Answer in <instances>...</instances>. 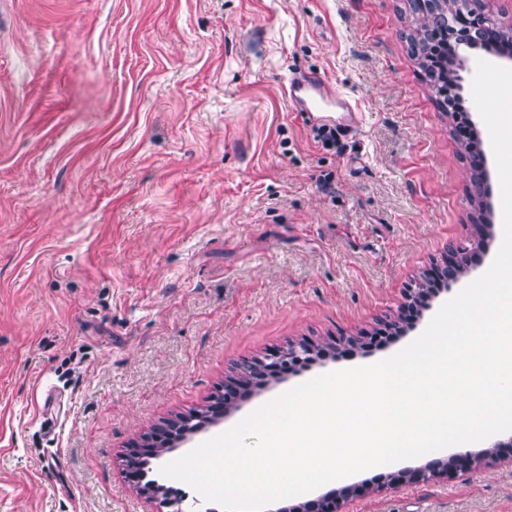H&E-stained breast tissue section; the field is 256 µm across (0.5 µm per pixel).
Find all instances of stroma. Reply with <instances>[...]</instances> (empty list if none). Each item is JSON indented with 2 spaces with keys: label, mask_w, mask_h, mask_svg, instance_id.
Wrapping results in <instances>:
<instances>
[{
  "label": "stroma",
  "mask_w": 512,
  "mask_h": 512,
  "mask_svg": "<svg viewBox=\"0 0 512 512\" xmlns=\"http://www.w3.org/2000/svg\"><path fill=\"white\" fill-rule=\"evenodd\" d=\"M407 0H0V512H146L126 453L237 364L372 332L450 243L484 246L382 349L249 386L184 455L317 375L400 351L499 247L410 51ZM358 114L323 145L286 96ZM345 512H512V451ZM286 94L307 113L320 112L325 99H335L337 105L346 112H350L351 103L347 97L320 77L314 76L301 81L293 78L286 86Z\"/></svg>",
  "instance_id": "obj_1"
}]
</instances>
